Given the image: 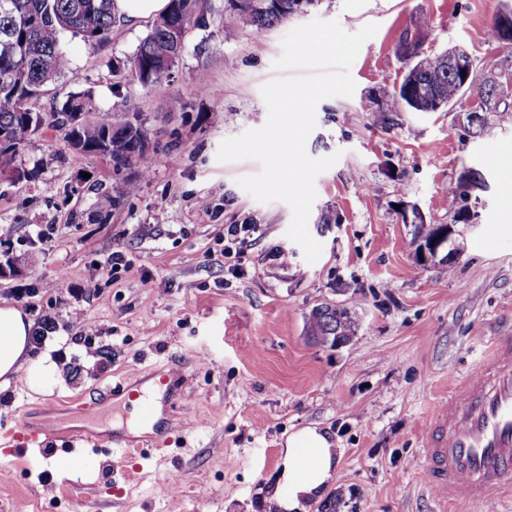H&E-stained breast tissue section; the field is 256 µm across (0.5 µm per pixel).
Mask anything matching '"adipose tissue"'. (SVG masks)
<instances>
[{"label": "adipose tissue", "mask_w": 512, "mask_h": 512, "mask_svg": "<svg viewBox=\"0 0 512 512\" xmlns=\"http://www.w3.org/2000/svg\"><path fill=\"white\" fill-rule=\"evenodd\" d=\"M31 330L32 321L20 308L0 305V382L22 378L33 391L43 392L51 386L55 366L46 357L32 360ZM301 448H312L319 454L316 469L307 474L297 462ZM338 461L332 439L317 427L307 426L289 434L282 450V468L267 491L268 505L277 512H307L310 502L332 482Z\"/></svg>", "instance_id": "obj_1"}]
</instances>
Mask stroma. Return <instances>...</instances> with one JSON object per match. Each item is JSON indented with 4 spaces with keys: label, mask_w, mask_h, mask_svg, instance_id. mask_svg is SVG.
Returning a JSON list of instances; mask_svg holds the SVG:
<instances>
[{
    "label": "stroma",
    "mask_w": 512,
    "mask_h": 512,
    "mask_svg": "<svg viewBox=\"0 0 512 512\" xmlns=\"http://www.w3.org/2000/svg\"><path fill=\"white\" fill-rule=\"evenodd\" d=\"M208 25L189 29L170 76L144 87L122 62L148 33L144 19L116 24L99 50L66 38L70 70L32 107L44 115L73 92L91 91L89 120L121 112L138 98L149 167L73 151L47 126L0 173V239L18 268L0 278V304L33 322V356L49 355L58 382L35 393L0 384V419L28 413L66 426H115L131 409L121 400L85 413L86 399L153 369L184 386L165 414L164 444L147 456L56 471L50 448L23 456L0 447L5 512H269L266 490L279 472L289 433L326 432L340 450L334 479L310 512H450L421 467L429 423L448 399L452 373L473 371L497 337L512 335V85L504 111L486 113L487 131L467 123L469 96L438 112L395 113L385 124L380 90L406 73L395 48L429 18L432 55L464 47L480 76L512 72V46L493 40L502 0H311L262 31L210 0ZM350 33L374 22L351 67L353 96L316 108L306 141L311 157L337 155L316 181L308 229L322 245L315 263L286 231L291 210L260 202L237 180L257 161L222 162L220 143L261 127V88L278 75L281 41L312 20ZM237 31L224 37L225 28ZM207 69L199 93L196 75ZM485 184L459 197L468 169ZM137 185L121 207L110 199ZM207 200L210 216L196 205ZM475 218L458 220L461 204ZM229 224H255L241 259L224 255ZM451 225L462 253L455 264L421 263L418 227ZM128 267L111 272L113 251ZM96 277L98 289L86 281ZM64 290H57V283ZM340 305L357 323L340 346L310 332L313 311ZM94 332L79 335L67 311Z\"/></svg>",
    "instance_id": "stroma-1"
}]
</instances>
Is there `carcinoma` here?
Masks as SVG:
<instances>
[{"instance_id":"obj_1","label":"carcinoma","mask_w":512,"mask_h":512,"mask_svg":"<svg viewBox=\"0 0 512 512\" xmlns=\"http://www.w3.org/2000/svg\"><path fill=\"white\" fill-rule=\"evenodd\" d=\"M113 0H0V129L9 142L20 147L34 136L42 118L31 102L69 66L62 35L70 32L91 49L105 45L117 23ZM295 0H225V8L237 13L258 30L273 27L293 14ZM207 0H169L168 9L153 21L147 36L127 58L129 80L148 87L169 76L185 45L177 39L185 30L207 26ZM427 21H422L413 37L399 41L397 52L408 61V70L398 86L382 91L392 101L394 111L404 104L416 112H437L456 101L465 90H482L474 61H463L472 72L471 83L461 88L458 72L449 70L448 52L421 57L427 38ZM91 98L73 93L61 107L71 122L89 110ZM80 153L104 148L115 167L143 162L148 139L138 122V103L128 98L123 112L110 121L81 123L66 134ZM356 323L343 308L328 305L312 313L311 335L323 344L349 339Z\"/></svg>"}]
</instances>
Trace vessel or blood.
<instances>
[{
    "instance_id": "obj_1",
    "label": "vessel or blood",
    "mask_w": 512,
    "mask_h": 512,
    "mask_svg": "<svg viewBox=\"0 0 512 512\" xmlns=\"http://www.w3.org/2000/svg\"><path fill=\"white\" fill-rule=\"evenodd\" d=\"M119 392L138 403L141 422L156 418L157 406L148 396L128 385ZM54 434L53 428L14 418L0 423V446H40ZM67 436L73 444L84 442L115 455L155 447L148 435L136 439L83 425L72 426ZM421 458L432 489L454 512H468L472 502L512 488V336L497 339L480 367L458 379L454 395L430 423Z\"/></svg>"
}]
</instances>
